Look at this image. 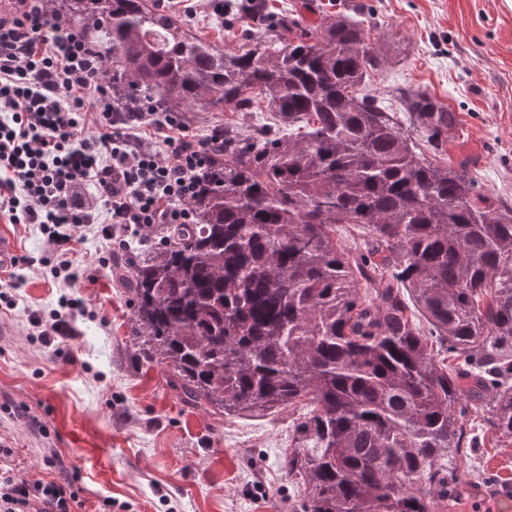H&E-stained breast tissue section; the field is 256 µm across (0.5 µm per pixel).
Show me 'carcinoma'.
Returning a JSON list of instances; mask_svg holds the SVG:
<instances>
[{
	"label": "carcinoma",
	"mask_w": 512,
	"mask_h": 512,
	"mask_svg": "<svg viewBox=\"0 0 512 512\" xmlns=\"http://www.w3.org/2000/svg\"><path fill=\"white\" fill-rule=\"evenodd\" d=\"M104 49L124 107L266 102L288 133L224 127L195 223L115 274L132 341L181 399L214 414L301 406L288 475L302 512H434L453 494L468 417L512 443V205L440 166L450 108L356 94L381 63L362 22L282 14L236 53L150 0H56ZM377 248L350 258L336 225ZM452 360L456 365H448Z\"/></svg>",
	"instance_id": "carcinoma-1"
}]
</instances>
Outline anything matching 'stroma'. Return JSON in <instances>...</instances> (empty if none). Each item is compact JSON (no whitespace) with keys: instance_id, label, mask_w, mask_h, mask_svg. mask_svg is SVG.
<instances>
[{"instance_id":"1","label":"stroma","mask_w":512,"mask_h":512,"mask_svg":"<svg viewBox=\"0 0 512 512\" xmlns=\"http://www.w3.org/2000/svg\"><path fill=\"white\" fill-rule=\"evenodd\" d=\"M242 0H161L168 12L227 52L262 24L240 15ZM264 15L294 11L320 26L362 20L381 66L361 93L399 98L425 93L458 115L444 160L467 161L483 193L512 204V0H264ZM203 138L217 125L274 126L269 109L222 107L187 115ZM0 229L14 241L20 287L0 292V440L14 453L17 479L52 480L56 454L74 474L73 512H301L304 492L289 476L292 409L262 417L219 416L183 403L168 367L146 363L129 336L130 308L112 279L153 238L110 254L93 231L77 235V281L53 278L54 258L37 226ZM62 319L70 333L43 344L31 315ZM478 446L457 473L460 507L491 512L487 494L512 483V445L482 421Z\"/></svg>"}]
</instances>
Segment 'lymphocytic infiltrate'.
Here are the masks:
<instances>
[{
    "label": "lymphocytic infiltrate",
    "instance_id": "1",
    "mask_svg": "<svg viewBox=\"0 0 512 512\" xmlns=\"http://www.w3.org/2000/svg\"><path fill=\"white\" fill-rule=\"evenodd\" d=\"M0 15V216L35 224L71 280V243L96 220L105 244L160 224L194 223L191 201L224 128L190 134L181 112L119 107L93 43L65 28L49 0H12ZM72 476L31 484L0 468V512H71Z\"/></svg>",
    "mask_w": 512,
    "mask_h": 512
}]
</instances>
